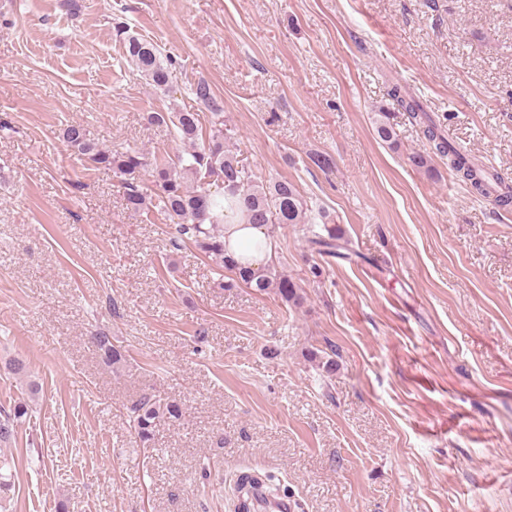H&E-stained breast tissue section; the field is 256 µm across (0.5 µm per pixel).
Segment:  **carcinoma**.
Segmentation results:
<instances>
[{
    "label": "carcinoma",
    "instance_id": "cac0c4a2",
    "mask_svg": "<svg viewBox=\"0 0 512 512\" xmlns=\"http://www.w3.org/2000/svg\"><path fill=\"white\" fill-rule=\"evenodd\" d=\"M118 30L125 34L126 55L136 71L155 88L168 89L175 79L173 60L164 56L153 42L128 34L126 26L120 25ZM191 92L211 114L208 134H203L202 116L198 112H153L147 116L151 124L171 125L175 138L186 146L184 152L169 160L152 162L146 154L131 148L113 151L79 123L63 128L62 141L72 154L123 177L128 208H160L176 233L174 246L188 240L216 269L232 272L235 281L260 293L273 290L283 302L299 304V287L288 276L276 274L270 268L255 271L241 267L224 255V223L260 224L269 230L284 224H307V201L290 180H255L242 161L224 146V112L211 86L200 81ZM388 96L408 112L428 144V152L413 151L407 155L410 165L428 170L434 158H446L448 167L469 192L488 196L486 176L448 140L422 103L399 84L391 86ZM318 218L326 235L309 238V246L320 254L334 256L342 248L334 219L323 209L318 211ZM91 342L106 366L123 364L122 351L109 333L97 332L91 336ZM5 370L24 382L27 391V398L0 408V445L6 447L15 440L17 427L29 415L30 403L38 398L41 386L32 379L28 365L21 359L7 362ZM182 416L181 402L147 393L129 408V426L138 447L148 448L161 422L179 420Z\"/></svg>",
    "mask_w": 512,
    "mask_h": 512
}]
</instances>
